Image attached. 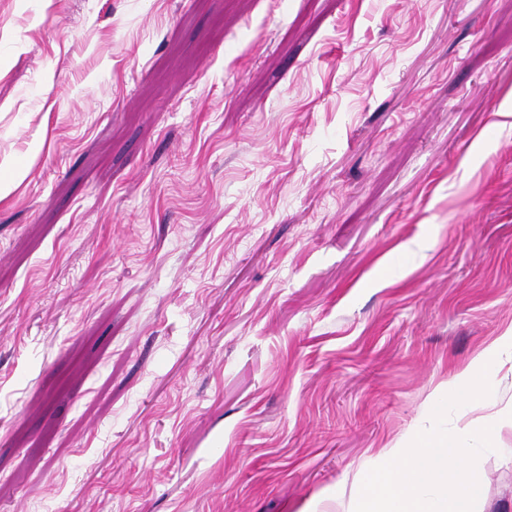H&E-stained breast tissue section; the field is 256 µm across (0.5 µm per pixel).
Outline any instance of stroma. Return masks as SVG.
Segmentation results:
<instances>
[{
	"mask_svg": "<svg viewBox=\"0 0 512 512\" xmlns=\"http://www.w3.org/2000/svg\"><path fill=\"white\" fill-rule=\"evenodd\" d=\"M5 160L0 512H335L512 328V0H0Z\"/></svg>",
	"mask_w": 512,
	"mask_h": 512,
	"instance_id": "35a3bbf8",
	"label": "stroma"
}]
</instances>
